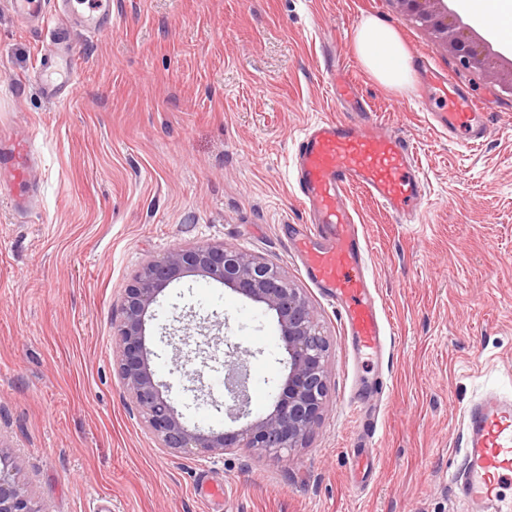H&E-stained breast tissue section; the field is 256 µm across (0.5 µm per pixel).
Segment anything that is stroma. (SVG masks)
Segmentation results:
<instances>
[{"instance_id": "obj_1", "label": "stroma", "mask_w": 512, "mask_h": 512, "mask_svg": "<svg viewBox=\"0 0 512 512\" xmlns=\"http://www.w3.org/2000/svg\"><path fill=\"white\" fill-rule=\"evenodd\" d=\"M112 33L72 27L76 95L49 101L33 80L55 22L20 25L0 0V131L39 154L29 214L0 194V444L44 512H471L451 490L458 409L512 393V95L461 67L394 0H116ZM372 16L484 103L487 137L449 138L419 79L398 91L353 53ZM344 68L383 128L416 152L426 195L407 224L359 190L348 202L369 246L392 331L384 363L355 364L336 309L289 240L306 215L293 144L310 124L346 119L329 76ZM221 244L284 270L330 341L327 405L287 457L159 448L116 371L125 288L176 247ZM208 361L175 367V345ZM249 349L252 412L269 409L284 344L260 304L199 276L164 290L147 323L150 364L200 429L220 412L227 343ZM201 376L205 395L192 389ZM385 379L371 479L347 450L349 397Z\"/></svg>"}]
</instances>
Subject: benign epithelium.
Listing matches in <instances>:
<instances>
[{"instance_id": "obj_1", "label": "benign epithelium", "mask_w": 512, "mask_h": 512, "mask_svg": "<svg viewBox=\"0 0 512 512\" xmlns=\"http://www.w3.org/2000/svg\"><path fill=\"white\" fill-rule=\"evenodd\" d=\"M401 10L426 29L465 68L483 72L512 93V71L503 72L498 55L475 38L447 0H395ZM188 273L219 282L262 305L277 319L284 349V374L271 408L240 429L189 427L172 400L155 380L145 346L146 323L158 296ZM224 413L249 416L247 369L239 346L227 344ZM330 344L307 296L277 266L244 251L222 245H198L170 250L150 258L124 290L113 360L148 431L170 453L199 450L212 457L239 448L262 456L302 447L321 418L331 374ZM0 512H44L18 476V465L0 448Z\"/></svg>"}]
</instances>
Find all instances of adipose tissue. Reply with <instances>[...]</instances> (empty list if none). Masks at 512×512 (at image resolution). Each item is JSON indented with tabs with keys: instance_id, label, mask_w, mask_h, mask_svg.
Returning <instances> with one entry per match:
<instances>
[{
	"instance_id": "1",
	"label": "adipose tissue",
	"mask_w": 512,
	"mask_h": 512,
	"mask_svg": "<svg viewBox=\"0 0 512 512\" xmlns=\"http://www.w3.org/2000/svg\"><path fill=\"white\" fill-rule=\"evenodd\" d=\"M464 11L483 21L504 38H512V0H460ZM351 48L380 83L400 89L411 81L409 54L397 33L372 17L364 18Z\"/></svg>"
}]
</instances>
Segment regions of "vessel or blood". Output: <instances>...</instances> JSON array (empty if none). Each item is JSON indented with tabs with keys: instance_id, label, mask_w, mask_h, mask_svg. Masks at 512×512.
<instances>
[{
	"instance_id": "obj_1",
	"label": "vessel or blood",
	"mask_w": 512,
	"mask_h": 512,
	"mask_svg": "<svg viewBox=\"0 0 512 512\" xmlns=\"http://www.w3.org/2000/svg\"><path fill=\"white\" fill-rule=\"evenodd\" d=\"M14 17L24 26L44 22L56 10L66 25L81 24L90 36L112 31L111 0H95L89 14L79 13L73 0H11ZM58 80L47 70L34 75L53 99L72 91L78 81L79 61L68 48ZM424 81L441 98L435 118L449 136L465 133L471 143L487 135L482 108L460 84L429 61H421ZM36 155L28 142L14 139L0 146V167L8 171L17 193V206H27L32 189L30 175ZM294 178L308 223L294 239V248L307 276L332 302L346 326L354 351L367 356L382 350L388 328L366 275L368 245L344 201L354 187L405 222H413L424 195V182L414 153L398 137L370 121L353 125L322 120L301 136L293 154ZM463 463L451 475L457 493L480 512H512L504 489L512 488V397L496 392L461 407ZM361 452L352 456L355 470L374 463L371 449L376 427L361 420Z\"/></svg>"
}]
</instances>
